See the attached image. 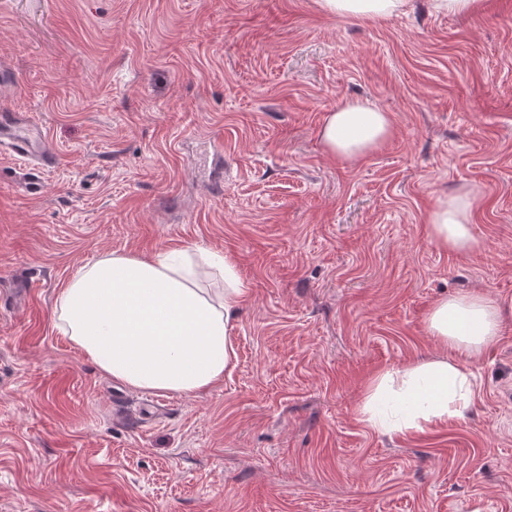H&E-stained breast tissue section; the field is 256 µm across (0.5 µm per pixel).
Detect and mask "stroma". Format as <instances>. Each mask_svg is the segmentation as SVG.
Instances as JSON below:
<instances>
[{
  "label": "stroma",
  "mask_w": 512,
  "mask_h": 512,
  "mask_svg": "<svg viewBox=\"0 0 512 512\" xmlns=\"http://www.w3.org/2000/svg\"><path fill=\"white\" fill-rule=\"evenodd\" d=\"M0 115L55 167L0 154V512H512V318L463 419L356 418L377 372L437 352L445 295L512 305V0L387 20L316 0H0ZM345 98L395 133L350 166ZM480 185L482 249H438L436 199ZM202 248L249 284L234 371L140 419L56 326L103 255ZM29 283L27 296L12 289ZM393 131L387 112L366 100L345 98L327 113L320 141L326 154L356 164L384 145Z\"/></svg>",
  "instance_id": "35a3bbf8"
}]
</instances>
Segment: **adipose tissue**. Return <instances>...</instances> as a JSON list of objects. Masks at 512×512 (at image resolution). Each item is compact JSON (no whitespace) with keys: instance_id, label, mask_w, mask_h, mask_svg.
<instances>
[{"instance_id":"ef3b65f1","label":"adipose tissue","mask_w":512,"mask_h":512,"mask_svg":"<svg viewBox=\"0 0 512 512\" xmlns=\"http://www.w3.org/2000/svg\"><path fill=\"white\" fill-rule=\"evenodd\" d=\"M408 0H317L327 15L388 19ZM388 113L346 98L320 129L326 154L354 164L393 135ZM483 203L479 185L438 197L428 211L427 236L439 249L472 254L482 248L471 229ZM249 291L235 264L202 250L155 257L107 254L84 266L62 289L58 326L99 369L136 391L198 394L236 364L234 330ZM512 314L500 300L471 291L440 298L426 330L437 354L376 374L357 405V418L379 432L412 434L427 424L463 418L475 394L468 362L500 335Z\"/></svg>"}]
</instances>
